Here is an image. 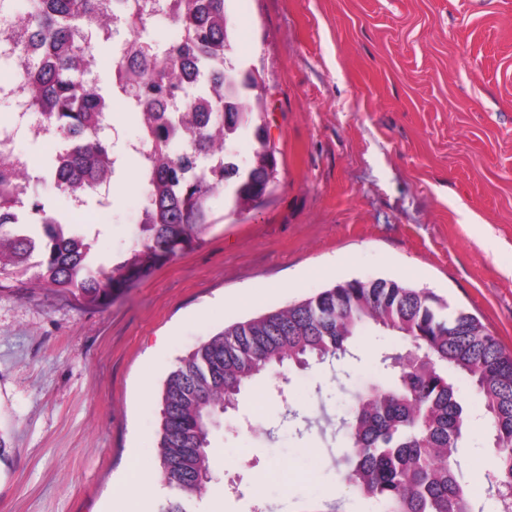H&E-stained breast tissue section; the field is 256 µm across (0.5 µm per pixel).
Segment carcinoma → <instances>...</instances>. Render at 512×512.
I'll list each match as a JSON object with an SVG mask.
<instances>
[{"mask_svg":"<svg viewBox=\"0 0 512 512\" xmlns=\"http://www.w3.org/2000/svg\"><path fill=\"white\" fill-rule=\"evenodd\" d=\"M162 0H27L24 32L10 54L24 60L12 82L26 103L0 120L4 139L37 122L52 140L39 165L0 147V275L58 288L98 306L203 241L215 223L211 200L227 192L234 212L257 206L278 174L268 127L260 122L263 85L242 88L243 66L229 56L226 0H174L178 36L147 38ZM117 44L112 91L93 83L96 48ZM188 71L196 82L186 85ZM138 124L142 220L136 241L107 267L96 262L81 224H64L31 195L50 183L74 202L111 188L116 157L112 102ZM247 138L245 164L229 160ZM368 330L408 341L418 358L398 353L400 368L353 396L338 431L348 445L343 481L379 512H477L462 463L471 411L452 376L470 381L484 401L496 453L485 474L496 512H512V355L474 315L449 310L408 283L354 278L313 296L233 322L208 336L160 390V478L174 488L161 512H193L217 479L213 431L238 398L270 371L353 356Z\"/></svg>","mask_w":512,"mask_h":512,"instance_id":"carcinoma-1","label":"carcinoma"}]
</instances>
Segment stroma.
<instances>
[{"instance_id":"stroma-1","label":"stroma","mask_w":512,"mask_h":512,"mask_svg":"<svg viewBox=\"0 0 512 512\" xmlns=\"http://www.w3.org/2000/svg\"><path fill=\"white\" fill-rule=\"evenodd\" d=\"M231 55L260 74L277 182L255 208L211 201L202 243L98 307L0 281V512H160L158 393L224 325L346 279L424 288L512 352V0H230ZM135 160L95 208L107 263L141 218ZM396 336L339 371L243 393L214 435L194 512H377L343 485L338 418ZM475 498L493 450L472 385ZM144 487L127 486L129 466Z\"/></svg>"}]
</instances>
